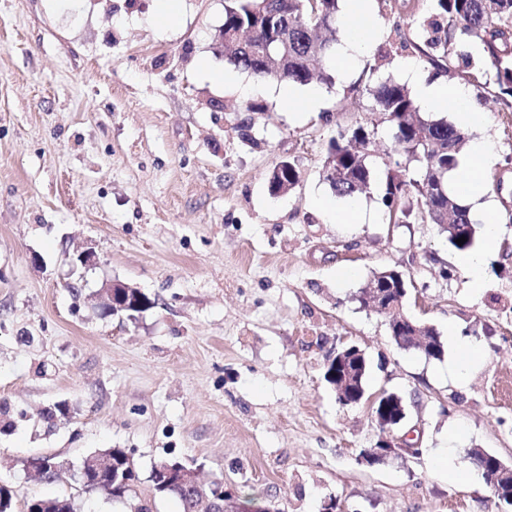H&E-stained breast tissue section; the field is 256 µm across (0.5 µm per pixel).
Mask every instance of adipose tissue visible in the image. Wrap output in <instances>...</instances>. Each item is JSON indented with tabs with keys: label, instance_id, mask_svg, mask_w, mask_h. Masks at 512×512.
I'll use <instances>...</instances> for the list:
<instances>
[{
	"label": "adipose tissue",
	"instance_id": "1",
	"mask_svg": "<svg viewBox=\"0 0 512 512\" xmlns=\"http://www.w3.org/2000/svg\"><path fill=\"white\" fill-rule=\"evenodd\" d=\"M344 39L335 56L339 74L346 75L358 68L370 43L377 35V26L371 17L368 0H344ZM403 71L412 82L419 102L429 111L446 108L456 115V124L462 130H473L484 120L483 113L471 90L464 85H450L421 78L412 63H404ZM494 147L485 139L472 140L467 158L448 175V190L461 198L473 210L489 212L492 203L486 200L482 186L485 166L494 158ZM500 230L494 221H486L484 229V253L463 252L454 258L456 266L469 278L473 291L483 286L484 260L498 246Z\"/></svg>",
	"mask_w": 512,
	"mask_h": 512
}]
</instances>
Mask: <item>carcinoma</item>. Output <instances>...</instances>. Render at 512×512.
<instances>
[{
  "mask_svg": "<svg viewBox=\"0 0 512 512\" xmlns=\"http://www.w3.org/2000/svg\"><path fill=\"white\" fill-rule=\"evenodd\" d=\"M339 0H227L224 25L216 45L228 64L261 80L308 84L317 78L333 86L335 78L326 66L340 28L336 15ZM426 39L415 42L403 38L396 49L412 48L426 57L439 72L474 85L499 105V111L512 114V0H431V12L418 20ZM355 90L373 99L370 114L374 118L354 128H338L331 139L322 167L323 180L340 197L367 193L376 179L370 162L374 131L378 118L390 123L392 143L385 151L386 175L380 180L381 201L389 223L405 224L411 216L440 227L448 247L468 251L475 247L477 227L469 208L448 193V173L457 168L466 133L444 119L421 112L417 101L404 85L387 80L375 87L364 85ZM301 171L296 161H278L268 184L273 195L286 194L299 183ZM465 237L459 245L456 240ZM404 274L383 268L373 273L371 286L382 288L395 302L387 314L388 329L395 346L414 351L426 359H439L445 353L441 336L432 327L403 320L407 296L401 287ZM124 299L136 317L155 306V301L138 288L123 291ZM367 358L360 357L354 381L355 391L366 395ZM386 405L390 415H398L405 399L384 391L374 407ZM112 474L87 475L100 485V492L123 501L137 496L139 474L127 449L112 448ZM480 475L492 476L499 460L481 448L470 449ZM153 496L175 497L181 512H197L196 500L178 478L165 487L150 479ZM0 512H76L74 499L66 496L33 498L22 510H16L14 492L0 484Z\"/></svg>",
  "mask_w": 512,
  "mask_h": 512,
  "instance_id": "obj_1",
  "label": "carcinoma"
}]
</instances>
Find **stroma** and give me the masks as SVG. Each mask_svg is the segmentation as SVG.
<instances>
[{"mask_svg":"<svg viewBox=\"0 0 512 512\" xmlns=\"http://www.w3.org/2000/svg\"><path fill=\"white\" fill-rule=\"evenodd\" d=\"M158 6L0 0V402L28 415L0 433V483L20 502L69 496L77 512H128L78 481L94 452L125 448L150 512H181L147 480L167 458L283 512H321L329 496L349 512H512L486 485L459 488L428 467L448 447L466 468L472 448L512 464V224L475 293L439 226L389 223L379 188L358 196L357 224L315 204L333 195L321 171L337 125L366 118L370 98L349 88L368 79L375 50L394 51L379 76L404 82L412 61L448 82L397 48L401 35L421 38L414 21L429 0H371L372 53L297 113L276 82L216 52L225 0H178L166 28L152 22ZM481 110L478 133L495 147L483 183L500 214L512 207V115L490 98ZM249 117L254 147L236 129ZM285 157L300 182L275 196L268 174ZM87 248L97 265L73 268ZM385 267L405 273L410 317L482 344L466 385L447 360L397 349L385 316L360 307ZM346 268L357 276L343 282ZM110 280L155 307L134 322L102 314L96 295ZM343 345L365 353L369 394L406 399L395 434L414 432L420 457L361 461L382 431L368 404H340L324 379L326 355ZM59 401L70 418L45 430L36 414ZM45 456L65 467L56 482L33 468Z\"/></svg>","mask_w":512,"mask_h":512,"instance_id":"35a3bbf8","label":"stroma"}]
</instances>
